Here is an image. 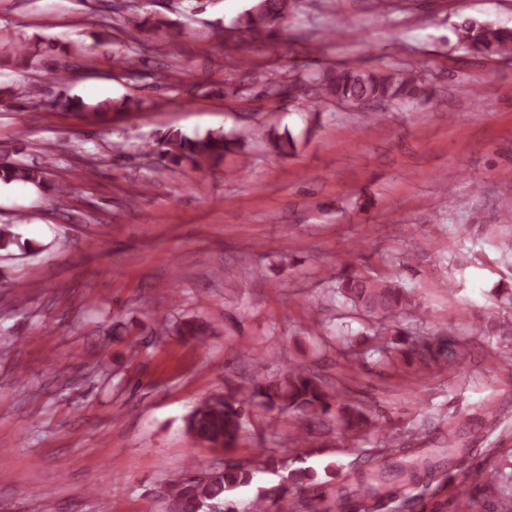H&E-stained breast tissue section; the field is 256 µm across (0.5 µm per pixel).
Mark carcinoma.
<instances>
[{"instance_id": "carcinoma-1", "label": "carcinoma", "mask_w": 512, "mask_h": 512, "mask_svg": "<svg viewBox=\"0 0 512 512\" xmlns=\"http://www.w3.org/2000/svg\"><path fill=\"white\" fill-rule=\"evenodd\" d=\"M292 0H254L252 6L238 16L237 29L253 39L276 43L278 24L288 18ZM127 24L136 31L158 28L163 21L151 13L135 15ZM456 37L467 52L482 56H511L512 27L469 19L458 25ZM316 81L322 93L339 103L366 104L377 101L414 102L431 97V90L421 86L415 70L394 73L362 71L347 67L321 70ZM306 83L283 73L279 79L253 77L249 81L224 87V95L237 97H288L292 100L305 94ZM273 152L286 156L295 149L290 134H275L260 130ZM237 140L226 135L206 134L191 139L179 131H170L162 139L160 154L172 163L184 159L194 162L221 157ZM0 181L21 182L37 187L45 185V170L36 164H0ZM337 290L351 309L376 324H392L398 315L417 306L410 290L394 280L366 276L355 271H344L338 276ZM474 329L483 336L500 343L512 340V319L489 313L474 323ZM260 406L269 412L288 413L313 422L336 409L344 430L357 436L371 426L368 414L360 407L341 403L340 394L331 393L323 379L311 373L298 361H291L278 379L267 384L258 382L250 395L231 386L203 399L186 419L187 430L203 445L229 449L236 446L243 420L250 406ZM456 448L421 451L417 448H387L381 462L354 476L356 488L352 491L336 489L334 498L323 495L326 482L319 479L312 467H297L303 454L296 458L272 455L268 468L279 476V483L260 488L245 512H341L349 501L358 503L359 512H378L382 503L392 498H408L424 480L432 478L444 464L445 455H454ZM255 470L241 464H224L202 478L196 466L190 465L165 486L163 497L169 503V512H209L217 505L224 512H240L230 493L251 485Z\"/></svg>"}]
</instances>
